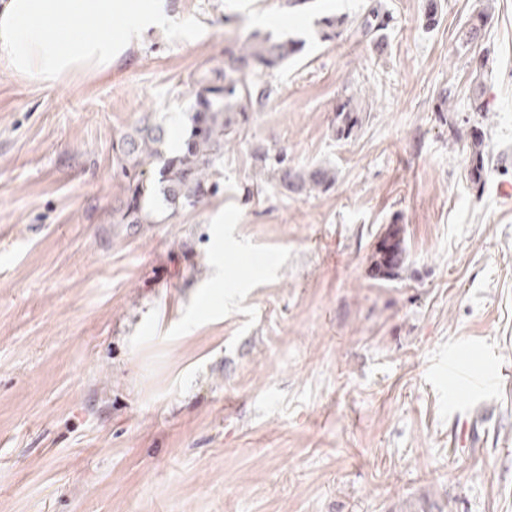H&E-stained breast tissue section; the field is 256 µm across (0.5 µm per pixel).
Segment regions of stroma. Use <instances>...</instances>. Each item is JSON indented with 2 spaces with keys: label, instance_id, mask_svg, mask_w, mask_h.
<instances>
[{
  "label": "stroma",
  "instance_id": "1",
  "mask_svg": "<svg viewBox=\"0 0 512 512\" xmlns=\"http://www.w3.org/2000/svg\"><path fill=\"white\" fill-rule=\"evenodd\" d=\"M370 2L170 0L201 37L157 29L52 85L0 67V512H512V0H438L433 26L426 0H381V54L352 24ZM259 15L306 46L257 73L274 94L225 147L219 192L114 224V145L143 117L186 121ZM329 15L349 24L324 42ZM351 96L362 124L340 140ZM259 146L335 186L284 192ZM390 224L409 262L381 281ZM452 363L490 391L466 399ZM469 163L471 165V174L475 181L479 182L484 171L485 142L482 136H474L468 144Z\"/></svg>",
  "mask_w": 512,
  "mask_h": 512
}]
</instances>
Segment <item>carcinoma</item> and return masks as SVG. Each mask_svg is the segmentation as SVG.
Wrapping results in <instances>:
<instances>
[{
  "mask_svg": "<svg viewBox=\"0 0 512 512\" xmlns=\"http://www.w3.org/2000/svg\"><path fill=\"white\" fill-rule=\"evenodd\" d=\"M488 19L487 9L473 15L463 31L465 43H473L482 36ZM348 20L341 16L324 17L319 22L320 39L332 41L342 33ZM385 27L381 6H370L356 23V31L383 48L379 32ZM305 40L279 37L271 32H253L241 45L224 48L222 64L196 81L192 111L180 137V146L166 148V132L159 124L145 122L134 132L123 135L113 148L116 165L126 181V200L117 212V224H154L156 215L145 211V201L160 192L169 216L179 210L196 208L217 194L223 172L221 161L224 147L240 136L250 113L261 111L269 102L274 89L268 83L247 82L250 71H274L299 56ZM469 109L486 118L489 104L484 99L481 84H476L469 96ZM362 118L354 98H349L336 112L333 130L339 140L352 136ZM471 174L480 181L484 171L485 142L476 135L468 144ZM260 168L271 172L279 185L290 193L306 195L312 191L326 192L336 184V171L325 165L297 171L288 165L283 150L262 148L257 152ZM385 239L386 249H375L370 263L385 281L400 276L407 261L405 241L401 229L390 226Z\"/></svg>",
  "mask_w": 512,
  "mask_h": 512,
  "instance_id": "carcinoma-1",
  "label": "carcinoma"
}]
</instances>
